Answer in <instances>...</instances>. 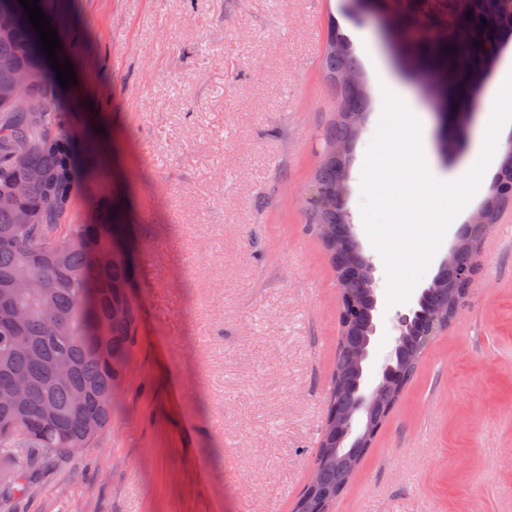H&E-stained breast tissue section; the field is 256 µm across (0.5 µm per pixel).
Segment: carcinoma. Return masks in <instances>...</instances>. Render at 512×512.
<instances>
[{
	"mask_svg": "<svg viewBox=\"0 0 512 512\" xmlns=\"http://www.w3.org/2000/svg\"><path fill=\"white\" fill-rule=\"evenodd\" d=\"M500 45L486 37L467 44L448 43L437 56L409 50L404 64L413 76L434 78L447 89L446 111L465 112L479 73L494 66ZM325 79L340 101L335 117L320 133L322 159L311 184L324 193L345 196L351 152L369 105L365 83L350 85L346 74L358 63L343 34L331 24L322 59ZM0 70L22 74L27 88L19 102L0 92V484L14 497L32 489L38 460L71 457L87 448L110 425L115 388L139 330L133 294L132 262H104L117 246L132 254V225L120 208L90 211L84 224L72 223L79 198L96 199L103 176L91 143L111 139L102 115L76 125L67 113L62 85L29 20L0 28ZM498 192L484 202L477 223L467 225L447 264L478 248L484 225L497 222L512 204V168L501 166ZM307 224L330 257L341 293L340 336L332 373L329 406L315 466V489L303 492L298 512H318L335 503L350 485L368 448L336 445L348 419L357 413L353 388L359 368L350 357L368 335L374 284L361 251L345 235L351 223L341 206L305 205ZM443 284L435 304L453 317L466 288L439 272ZM434 339L422 316L406 328L402 349L392 362L395 381L383 399L366 412L364 429L380 427ZM18 378L29 381L19 403L2 396Z\"/></svg>",
	"mask_w": 512,
	"mask_h": 512,
	"instance_id": "cac0c4a2",
	"label": "carcinoma"
}]
</instances>
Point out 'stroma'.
<instances>
[{"mask_svg":"<svg viewBox=\"0 0 512 512\" xmlns=\"http://www.w3.org/2000/svg\"><path fill=\"white\" fill-rule=\"evenodd\" d=\"M116 154L103 205L134 226L140 326L105 432L49 458L0 512H292L314 466L339 286L302 191L335 101L330 25L362 32L411 111L431 100L348 0H41ZM371 102L346 204L376 267L381 360L397 313L360 212ZM472 293L331 512H512V207L483 238Z\"/></svg>","mask_w":512,"mask_h":512,"instance_id":"stroma-1","label":"stroma"}]
</instances>
